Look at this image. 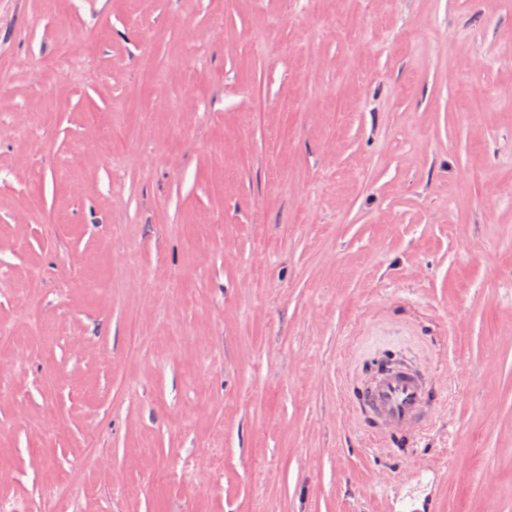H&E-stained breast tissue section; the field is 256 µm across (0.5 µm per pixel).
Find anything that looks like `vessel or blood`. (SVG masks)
I'll return each instance as SVG.
<instances>
[{"label": "vessel or blood", "mask_w": 512, "mask_h": 512, "mask_svg": "<svg viewBox=\"0 0 512 512\" xmlns=\"http://www.w3.org/2000/svg\"><path fill=\"white\" fill-rule=\"evenodd\" d=\"M354 399L371 417L374 431L394 438L398 450L414 446L425 429L428 411L443 404L439 393L426 391L418 380L405 375L386 377Z\"/></svg>", "instance_id": "obj_1"}]
</instances>
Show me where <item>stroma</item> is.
I'll use <instances>...</instances> for the list:
<instances>
[{
	"mask_svg": "<svg viewBox=\"0 0 512 512\" xmlns=\"http://www.w3.org/2000/svg\"><path fill=\"white\" fill-rule=\"evenodd\" d=\"M33 308L14 512H512V0H0V324ZM392 354L452 390L398 455L351 400Z\"/></svg>",
	"mask_w": 512,
	"mask_h": 512,
	"instance_id": "obj_1",
	"label": "stroma"
}]
</instances>
